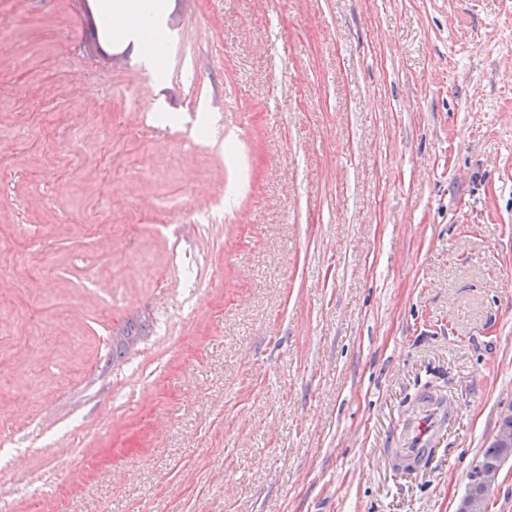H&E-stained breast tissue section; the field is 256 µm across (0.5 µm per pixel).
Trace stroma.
Wrapping results in <instances>:
<instances>
[{
  "mask_svg": "<svg viewBox=\"0 0 512 512\" xmlns=\"http://www.w3.org/2000/svg\"><path fill=\"white\" fill-rule=\"evenodd\" d=\"M160 4L106 66L0 0V505L457 512L512 408V0ZM151 319L145 313L126 319L112 334V364L125 358L151 332ZM456 416L452 398L432 391L424 392L409 415L403 437L388 455L399 467H425L434 458V438L437 432Z\"/></svg>",
  "mask_w": 512,
  "mask_h": 512,
  "instance_id": "stroma-1",
  "label": "stroma"
}]
</instances>
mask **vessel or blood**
I'll list each match as a JSON object with an SVG mask.
<instances>
[{
    "label": "vessel or blood",
    "instance_id": "b4317fda",
    "mask_svg": "<svg viewBox=\"0 0 512 512\" xmlns=\"http://www.w3.org/2000/svg\"><path fill=\"white\" fill-rule=\"evenodd\" d=\"M456 416V407L447 395L424 392L409 415L407 429L388 454L399 467H424L434 458L437 432Z\"/></svg>",
    "mask_w": 512,
    "mask_h": 512
}]
</instances>
